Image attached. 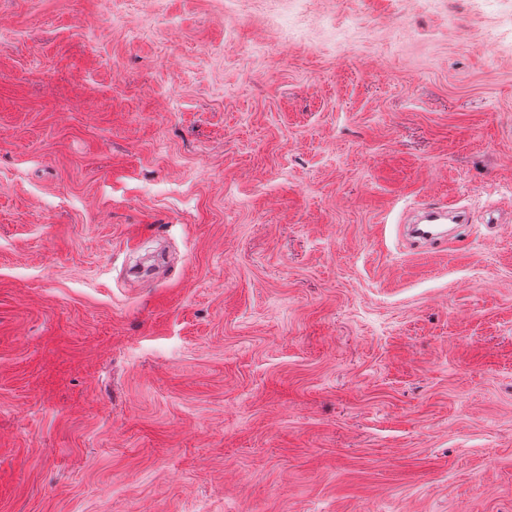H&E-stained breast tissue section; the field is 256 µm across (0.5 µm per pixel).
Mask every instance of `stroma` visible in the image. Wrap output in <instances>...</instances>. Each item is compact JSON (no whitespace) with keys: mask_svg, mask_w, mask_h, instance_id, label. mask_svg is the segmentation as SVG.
Listing matches in <instances>:
<instances>
[{"mask_svg":"<svg viewBox=\"0 0 512 512\" xmlns=\"http://www.w3.org/2000/svg\"><path fill=\"white\" fill-rule=\"evenodd\" d=\"M489 209L512 0H0V512H512ZM409 225L406 236L412 243L448 246L455 238L447 224L467 222L465 214L448 202L429 204L418 209Z\"/></svg>","mask_w":512,"mask_h":512,"instance_id":"stroma-1","label":"stroma"}]
</instances>
